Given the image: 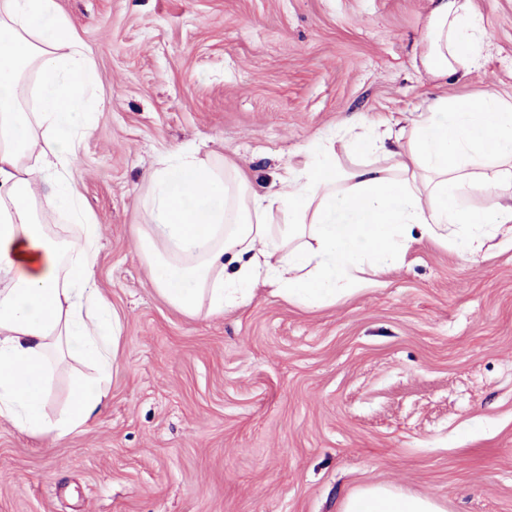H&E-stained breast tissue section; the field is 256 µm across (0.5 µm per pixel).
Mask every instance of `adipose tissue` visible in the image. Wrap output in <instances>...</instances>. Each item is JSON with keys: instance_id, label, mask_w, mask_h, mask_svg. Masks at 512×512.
Masks as SVG:
<instances>
[{"instance_id": "obj_1", "label": "adipose tissue", "mask_w": 512, "mask_h": 512, "mask_svg": "<svg viewBox=\"0 0 512 512\" xmlns=\"http://www.w3.org/2000/svg\"><path fill=\"white\" fill-rule=\"evenodd\" d=\"M484 28L473 0H430L418 54L427 76L469 72ZM34 74L32 101L21 87ZM97 63L57 0H0V418L53 445L97 421L121 324L94 279L100 230L72 179L92 133L82 106ZM336 133L320 135L257 192L236 165L198 147L171 152L148 175L135 249L175 309L209 318L259 287L308 309L346 296L364 268L400 262L414 236L450 243L463 258L487 241L512 242V104L495 95L436 98L395 129L365 124L343 141L380 162L343 165ZM483 197L479 207L465 199ZM63 211L66 238L45 224ZM99 372L74 380L66 407L43 405L55 353ZM341 512H446L428 496L376 484Z\"/></svg>"}]
</instances>
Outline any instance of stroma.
Wrapping results in <instances>:
<instances>
[{
    "instance_id": "1",
    "label": "stroma",
    "mask_w": 512,
    "mask_h": 512,
    "mask_svg": "<svg viewBox=\"0 0 512 512\" xmlns=\"http://www.w3.org/2000/svg\"><path fill=\"white\" fill-rule=\"evenodd\" d=\"M98 64L73 170L122 324L106 406L54 446L0 418V512H341L390 483L447 512H512V246L420 239L381 287L305 310L260 289L189 317L135 251L144 177L205 145L264 192L315 136L437 97L512 102V0H473L477 64H416L428 0H58ZM50 373L47 415L75 375Z\"/></svg>"
}]
</instances>
